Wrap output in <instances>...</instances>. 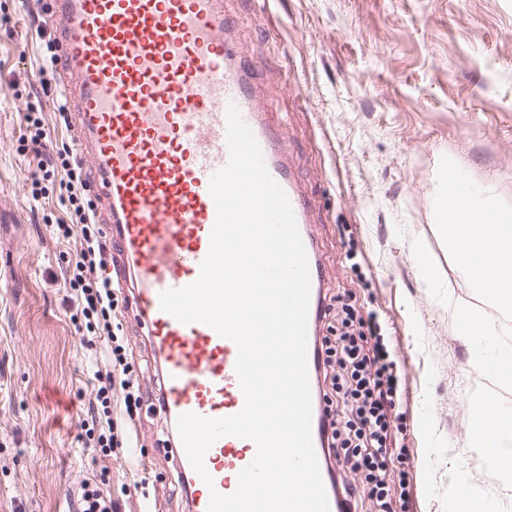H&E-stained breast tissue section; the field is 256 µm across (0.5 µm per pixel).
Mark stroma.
<instances>
[{"mask_svg": "<svg viewBox=\"0 0 512 512\" xmlns=\"http://www.w3.org/2000/svg\"><path fill=\"white\" fill-rule=\"evenodd\" d=\"M230 39L261 77L255 94L287 140L284 158L311 207L328 295L389 325L407 395L396 437L411 452L415 512H460L475 452L462 432L484 377L452 307L481 300L434 223L442 157L512 204V0H224ZM50 40L24 0H0V512H66L67 491L100 473L129 512H184L161 413L142 407L147 468L84 447L79 407L96 359L70 320L59 281L73 243L51 226L66 208L33 199L19 117L42 108L51 152L76 149L55 92L34 97ZM427 246L450 305L420 278ZM140 389L157 376L136 318L121 315Z\"/></svg>", "mask_w": 512, "mask_h": 512, "instance_id": "obj_1", "label": "stroma"}]
</instances>
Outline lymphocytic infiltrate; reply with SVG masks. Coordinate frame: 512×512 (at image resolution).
Wrapping results in <instances>:
<instances>
[{"instance_id": "obj_1", "label": "lymphocytic infiltrate", "mask_w": 512, "mask_h": 512, "mask_svg": "<svg viewBox=\"0 0 512 512\" xmlns=\"http://www.w3.org/2000/svg\"><path fill=\"white\" fill-rule=\"evenodd\" d=\"M37 167L29 178L34 196L57 167L67 172L61 202L67 203L69 221L53 227L55 236L74 239V257L60 269V278L76 296L71 320L82 332L87 348L105 344L108 362L94 373V389L80 409L84 445L100 449L103 456L131 447L137 434L138 410L143 401L137 377L125 346L112 330L117 316L116 293L107 276L112 252L95 222L88 187L76 154L41 155L47 135L42 118L24 113ZM324 354L320 395L326 404L330 448L340 471L357 472L360 486H349L353 499L371 501L375 512H406L407 502L391 494L393 478L407 480V470L393 471L394 460L409 457L407 448L393 438V412L406 391V377L391 349L387 329L375 313L360 316L352 305L342 304L320 338Z\"/></svg>"}]
</instances>
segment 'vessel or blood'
I'll use <instances>...</instances> for the list:
<instances>
[{
	"mask_svg": "<svg viewBox=\"0 0 512 512\" xmlns=\"http://www.w3.org/2000/svg\"><path fill=\"white\" fill-rule=\"evenodd\" d=\"M42 4L59 57L42 78L61 93L80 149L92 160L87 174L93 194L108 211L103 233L114 246L112 277L130 283L153 352L157 406L173 426L167 442L188 512H207L211 491L231 494L256 453L252 441L224 436L204 456L213 487H206L192 468L174 426L187 412L223 418L242 409L237 346L207 325L179 322L159 304L162 291L197 280L208 253L216 221L209 181L229 159L226 127L232 106L287 194L306 250L312 441L330 512H352L324 431L317 341L325 292L309 206L282 160V138L253 93L255 71L237 60L228 40L223 0Z\"/></svg>",
	"mask_w": 512,
	"mask_h": 512,
	"instance_id": "1",
	"label": "vessel or blood"
}]
</instances>
